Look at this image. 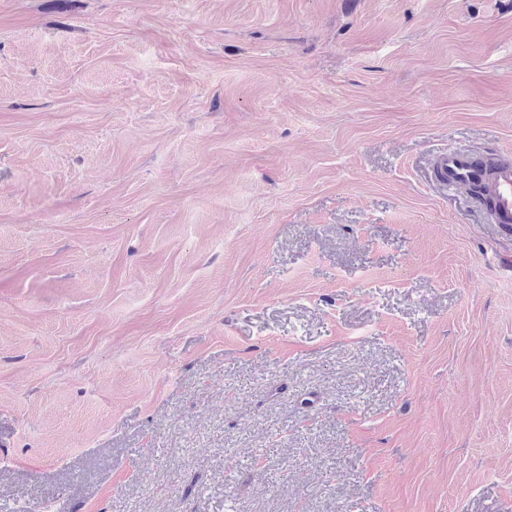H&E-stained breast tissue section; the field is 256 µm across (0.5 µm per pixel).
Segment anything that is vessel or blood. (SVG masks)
I'll return each instance as SVG.
<instances>
[{
  "label": "vessel or blood",
  "instance_id": "1",
  "mask_svg": "<svg viewBox=\"0 0 512 512\" xmlns=\"http://www.w3.org/2000/svg\"><path fill=\"white\" fill-rule=\"evenodd\" d=\"M437 172L446 187L463 188L475 181L486 186L497 222L512 224V159L503 158L478 169L468 151L453 148L440 154Z\"/></svg>",
  "mask_w": 512,
  "mask_h": 512
}]
</instances>
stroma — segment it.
<instances>
[{
    "label": "stroma",
    "instance_id": "1",
    "mask_svg": "<svg viewBox=\"0 0 512 512\" xmlns=\"http://www.w3.org/2000/svg\"><path fill=\"white\" fill-rule=\"evenodd\" d=\"M512 0H0V512H512ZM436 167L445 188H464L475 181L486 186L498 224H512V158L477 169L468 151L453 148L439 155Z\"/></svg>",
    "mask_w": 512,
    "mask_h": 512
}]
</instances>
